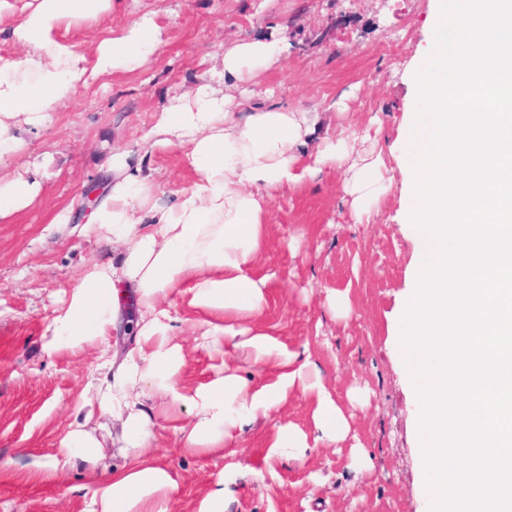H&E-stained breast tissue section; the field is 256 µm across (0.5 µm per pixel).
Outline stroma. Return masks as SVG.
<instances>
[{
    "instance_id": "35a3bbf8",
    "label": "stroma",
    "mask_w": 512,
    "mask_h": 512,
    "mask_svg": "<svg viewBox=\"0 0 512 512\" xmlns=\"http://www.w3.org/2000/svg\"><path fill=\"white\" fill-rule=\"evenodd\" d=\"M112 0L96 23L61 29L60 38L92 56L109 31L144 15L161 30V44L144 66L100 78L29 136L26 162L5 164L42 190L28 207L0 219V512H83L93 481L75 469L62 481L37 477L39 465L61 451L80 417L96 353L47 354L42 334L53 302L110 249L85 224H58L74 212L84 189L106 177L114 151L132 152L152 175V193L172 203L194 174L182 150L144 156L141 138L156 112L220 67L225 43L247 37H286L281 68L259 79L257 107L325 110L335 136L354 120L376 119L382 146L401 135L412 91L402 80L428 47L436 0ZM345 98L347 112L331 110ZM407 192L394 180L370 222L355 223L336 172L276 195L269 203L265 247L250 271L268 281V301L253 327L270 331L279 351L264 365L240 361L232 349L197 348L193 327L208 319L191 306L190 288L168 299L183 319L175 339L185 351L180 387L190 395L215 377L221 361L263 385L278 379L283 354L319 372L345 411L350 431L320 438L311 393L294 387L287 399L235 432L220 449H187L180 429L187 415L157 407L152 451L175 475L170 512H197L216 484L224 512H429L432 493L417 454V405L394 331L412 284L414 243L402 216ZM349 308L337 311L336 293ZM305 433L298 459L273 452L280 428Z\"/></svg>"
}]
</instances>
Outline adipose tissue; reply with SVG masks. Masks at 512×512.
<instances>
[{"label":"adipose tissue","mask_w":512,"mask_h":512,"mask_svg":"<svg viewBox=\"0 0 512 512\" xmlns=\"http://www.w3.org/2000/svg\"><path fill=\"white\" fill-rule=\"evenodd\" d=\"M111 12L112 0H0V33L21 47L14 57H0V162L23 158L27 134L45 125L79 89L100 76L140 67L156 52L160 31L149 16L102 39L91 61L58 35L63 27L96 22ZM287 50L284 40L273 37L226 43L220 71L157 112L142 151L182 148L195 175L176 203L154 201L149 175L133 165L130 154L112 157L109 190L89 223L104 232L118 258L88 266L55 305L43 333L50 354L96 350L100 374L82 422L63 437L61 456L45 464L47 476L60 478L79 463L97 467L96 415L122 425L125 462L98 479L84 512H170L177 482L150 451L148 404L155 398L189 415L182 429L189 449L224 447L234 430L286 400L297 385L315 397L313 421L323 438L333 441L349 431L322 379L294 366L288 356L273 385H251L225 364L193 394L179 387L185 359L173 339L178 318L166 299L184 284L192 286L193 304L213 314L200 326L198 346L214 350L229 343L255 366L278 349L269 332L242 325L267 303L266 279L254 278L248 267L264 248L267 206L275 194L335 169L361 220L392 185L383 148H362L367 132L348 127L339 137H322L316 150L303 156L297 149L316 135L320 112L259 109L241 94L259 74L281 66ZM39 191L37 181L0 174V217L29 206ZM122 287L134 288L138 309L135 344L116 367L111 336Z\"/></svg>","instance_id":"adipose-tissue-1"}]
</instances>
